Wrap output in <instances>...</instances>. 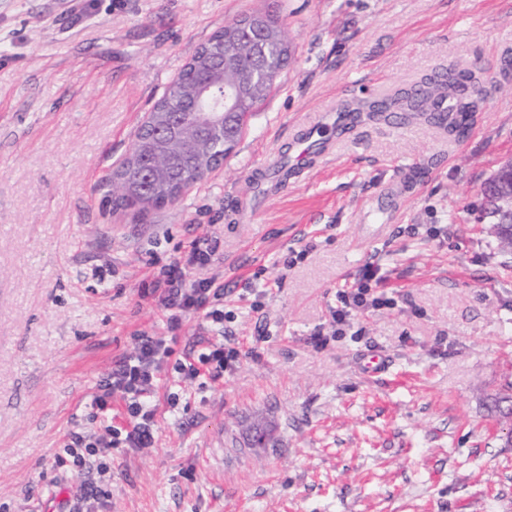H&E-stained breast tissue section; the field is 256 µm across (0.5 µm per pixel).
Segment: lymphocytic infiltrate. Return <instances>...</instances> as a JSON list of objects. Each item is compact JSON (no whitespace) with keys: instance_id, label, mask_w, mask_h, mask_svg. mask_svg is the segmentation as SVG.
Wrapping results in <instances>:
<instances>
[{"instance_id":"f902f5d3","label":"lymphocytic infiltrate","mask_w":512,"mask_h":512,"mask_svg":"<svg viewBox=\"0 0 512 512\" xmlns=\"http://www.w3.org/2000/svg\"><path fill=\"white\" fill-rule=\"evenodd\" d=\"M215 254V246L193 242L185 264L170 265L159 277L143 283L142 296L154 298L168 311L171 329H179L183 316L190 312L203 314L206 320L214 323L223 321L224 312L220 308L224 300L223 287L212 278L198 281L188 277L190 268L211 265ZM377 274L374 264H365L359 279L352 286L338 291V305L332 313L328 332L319 331L310 338L315 348H324L329 341L346 336L354 316L390 306V299L371 286ZM172 354L167 337L146 333L135 336L132 354L116 361L93 398L95 406L103 412L108 410L112 399H120L123 422L109 426L108 436L104 439L72 433L67 450L76 467L93 466L103 475L108 471L105 458L110 449L153 446L157 415L154 389L165 364H172L175 372L185 380L203 375L217 379L234 371L241 352L221 344L208 346L206 352L193 360L176 361Z\"/></svg>"}]
</instances>
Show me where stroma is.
<instances>
[{"label":"stroma","instance_id":"stroma-1","mask_svg":"<svg viewBox=\"0 0 512 512\" xmlns=\"http://www.w3.org/2000/svg\"><path fill=\"white\" fill-rule=\"evenodd\" d=\"M268 12L292 60L222 166L145 217L103 179L153 103L226 21ZM453 69L490 80L466 132L407 112L356 123L336 155L262 195L318 112L413 92ZM512 157V0H0V512H512V256L482 187ZM254 218L233 220L235 199ZM218 243L193 279L224 321L187 315L175 357L237 343L232 373L165 369L151 448L111 475L59 465L103 436L92 398L141 333H171L144 281ZM381 264L393 306L314 348L336 293ZM267 283L262 310L246 281ZM391 361L365 375L361 354ZM179 394L177 408L167 398Z\"/></svg>","mask_w":512,"mask_h":512}]
</instances>
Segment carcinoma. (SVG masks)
Masks as SVG:
<instances>
[{
  "mask_svg": "<svg viewBox=\"0 0 512 512\" xmlns=\"http://www.w3.org/2000/svg\"><path fill=\"white\" fill-rule=\"evenodd\" d=\"M224 85L241 88L236 111L224 116V128L200 137L189 118L182 95L196 82L208 77V68L199 62L201 51L185 66L163 95V107L154 111L153 128L159 134H136L132 151L125 163L112 173L113 206L144 215L177 199V192L201 181L217 167L237 145L257 106L266 98L291 59V47L278 19H273L266 34L239 29L232 21L224 26ZM471 92L465 103L459 102L462 87L453 72L440 79L430 78L423 88L409 97L391 95L369 106L371 114L418 112L441 129L454 131L457 121L453 111L444 114L438 101L448 97V88L456 89V112H468L475 100L487 92L485 82L468 75Z\"/></svg>",
  "mask_w": 512,
  "mask_h": 512,
  "instance_id": "carcinoma-1",
  "label": "carcinoma"
}]
</instances>
